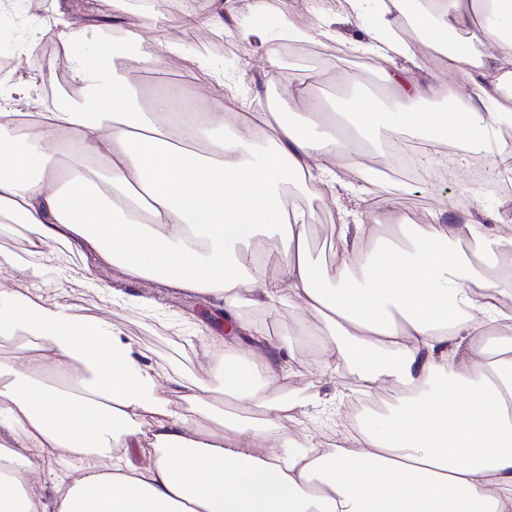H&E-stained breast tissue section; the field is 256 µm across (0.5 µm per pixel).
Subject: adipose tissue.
<instances>
[{
	"label": "adipose tissue",
	"mask_w": 512,
	"mask_h": 512,
	"mask_svg": "<svg viewBox=\"0 0 512 512\" xmlns=\"http://www.w3.org/2000/svg\"><path fill=\"white\" fill-rule=\"evenodd\" d=\"M345 4L368 21L363 50L388 91L382 104L339 103L363 139L437 128L476 150L512 119V0ZM409 20L420 42L403 37ZM137 44L122 72L108 40L73 57L80 98L51 109L26 97V122L0 109V221L34 225L39 248L64 242L128 280L223 303L254 345L225 359L224 392L263 424L216 415L208 386L160 378L114 326L1 289L0 338L35 339L0 362V512H512V234L498 226L512 198L486 224H450L440 209L400 224L337 205L336 272L323 280L309 214L287 210L281 186L333 194L340 178L321 159L352 156V141L309 120L318 105L306 97L295 124L231 100L198 107L179 82L141 105L140 73L180 48ZM437 70L469 93L420 81ZM431 100L444 109L427 110ZM68 149L88 174L62 171ZM266 230L279 237L278 279L239 261ZM245 300L269 313L288 303L299 334L323 336L324 362L344 361L369 389L399 386L398 407L365 420L354 447L288 452L277 429L293 406L256 379L287 376L293 352L270 349L268 330L242 316ZM179 400L192 420L173 410ZM119 445L135 458L100 467ZM36 457L62 475L41 483Z\"/></svg>",
	"instance_id": "1"
}]
</instances>
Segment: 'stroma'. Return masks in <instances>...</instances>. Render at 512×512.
Segmentation results:
<instances>
[{"label": "stroma", "instance_id": "35a3bbf8", "mask_svg": "<svg viewBox=\"0 0 512 512\" xmlns=\"http://www.w3.org/2000/svg\"><path fill=\"white\" fill-rule=\"evenodd\" d=\"M224 25H190L185 15L164 10L160 13V28L151 32L155 41L179 39L183 58H168L158 70L141 76L144 93H152L191 69L193 84L206 88L209 95H234L237 105L245 112L267 110L271 101H278L284 121L295 119L297 103L288 91L290 82L302 85L316 100L331 104L341 99L369 96L384 101L387 96L379 76L368 60L350 52L351 43L365 36V25L345 12H337L335 36L323 41L312 39L293 41L280 36L281 22L293 19L303 28L308 23L305 0H224ZM30 0H13L12 12L0 11V23L10 24L16 37L7 47L13 79L29 85L33 92L42 93L52 85L57 100L78 96L80 83L71 78L68 66L43 77L25 48L41 42L49 29L48 17L30 14ZM270 19L264 38L242 42L236 32L238 24L253 13ZM458 161L451 180L430 183L410 180L399 171L387 153L358 152L353 158L337 165V173L356 183L354 193L342 195L349 208H374L375 200L365 192L368 184L382 186L383 202L406 219H414L428 209L445 208L450 219H460L458 209L460 185L475 187L474 207L479 213L496 211L499 195L496 191L477 189L469 157L470 152L458 148ZM318 220L309 226L313 257L318 265L334 270L336 208L332 201L317 202ZM37 230L29 224H1L0 250L14 254L16 266L0 269V286L26 288L36 286L46 303L70 307L73 314L114 325L132 339L158 371L185 382H204L212 392L209 401L217 410L236 408L234 399L221 391L224 378L218 358L202 354V342L216 339L220 356L235 355L250 350L248 338L225 339L222 332L223 308L205 298L174 292L159 280L128 282L121 271L107 267L97 279L86 278L85 269L91 258L87 253L59 244L50 253H35ZM273 342H293L295 359L288 365L287 379L270 383L271 396L300 401L292 417L283 421L282 429L291 440L317 448L328 442L347 446L353 434L346 425V412L341 406L355 393L356 377L342 363L326 366L320 363L317 339H300L287 304H280L270 318Z\"/></svg>", "mask_w": 512, "mask_h": 512}]
</instances>
